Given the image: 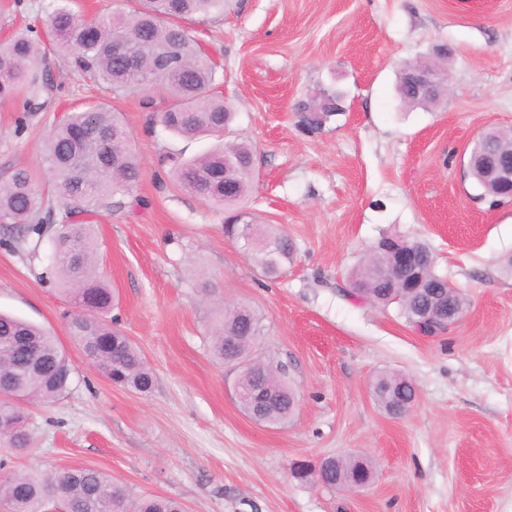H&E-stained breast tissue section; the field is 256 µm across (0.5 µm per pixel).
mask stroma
Listing matches in <instances>:
<instances>
[{
    "label": "stroma",
    "mask_w": 512,
    "mask_h": 512,
    "mask_svg": "<svg viewBox=\"0 0 512 512\" xmlns=\"http://www.w3.org/2000/svg\"><path fill=\"white\" fill-rule=\"evenodd\" d=\"M52 8L0 0V45L28 25L45 31ZM192 29L219 62L212 92L236 114L233 138L254 150L248 204L293 240V261L265 279L225 238L223 209L164 180L162 154L210 146L160 126L166 98L112 97L48 51L49 108L0 102V179L38 166L61 113L97 102L123 113L141 176L122 207L94 216L96 260L118 296L111 317L156 382L141 394L103 378L67 333L66 297L41 277L48 247L24 258L0 238V311L55 332L76 368L63 398L30 407L28 447L0 436V479L91 467L185 512H512V203L490 206L467 174L479 132L512 131V0H229ZM408 62L447 71L435 106L400 103ZM335 91L342 114L306 131L303 106ZM385 233L429 245L464 299L457 323L426 336L396 307L345 296ZM237 302L262 318L251 359L284 366L300 398L284 426L248 417L237 368L210 352L214 312ZM382 373L416 386L405 415L375 401ZM350 455L374 464L361 491L294 475Z\"/></svg>",
    "instance_id": "1"
}]
</instances>
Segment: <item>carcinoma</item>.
Segmentation results:
<instances>
[{
	"label": "carcinoma",
	"instance_id": "obj_1",
	"mask_svg": "<svg viewBox=\"0 0 512 512\" xmlns=\"http://www.w3.org/2000/svg\"><path fill=\"white\" fill-rule=\"evenodd\" d=\"M226 0H137L127 14L101 15L84 20L75 0H59L50 15L46 37L67 53L84 77L104 86L114 96H124L138 83L171 100L158 114L160 125L182 137L206 136L217 144L200 156L184 159L166 154L161 164L169 166L174 183L205 202L229 211L224 235L240 240L241 225L235 212L247 208L254 180L251 144L241 139L224 143V129L234 112L219 97L206 92L216 81L217 67L200 51L186 22H206L224 14ZM45 51L40 41L22 32L0 47V100H23L29 110L47 88ZM409 94L405 76L399 77L398 94L409 106H432L441 97ZM126 124L120 113L106 103L81 112H71L51 130L41 153L42 175L27 167L15 169L0 181V221L9 225L13 243L36 253L43 242L50 246V263L42 277L54 281L68 300L66 329L82 348L86 359L108 381L139 393L155 386V374L136 344L108 319L115 300L114 289L99 278L95 269L92 224L86 216L123 204L139 182L141 162L125 142ZM500 157L512 156V136L493 132L486 142ZM238 161L229 175L233 190L224 195V159ZM52 191L68 208L67 220L54 223L47 207L46 191ZM250 256L261 274L275 279L292 260L294 245L271 224L250 227ZM418 257L421 283L400 289L391 271L389 252L375 247L373 258L350 275L347 294L376 306L397 304L406 322L429 306L448 304V280L434 271V257L419 240L409 241ZM260 335V319L245 305L223 307L212 318L210 349L225 362L243 364L238 377L240 390L252 410L271 425L288 422L294 413L296 392L284 367L257 370L246 359ZM75 367L56 336L22 320L0 313V388H11L30 403L53 402L68 393ZM407 378L383 373L374 381V397L384 408L404 401L411 393ZM27 410L0 400V435L18 448L28 439L20 430ZM369 473L367 459L344 457L331 460L323 484L346 488L356 475ZM66 512H183L181 503L162 496L134 498L123 483L102 471L76 467L58 472H25L0 482V501L11 512H44L51 493Z\"/></svg>",
	"mask_w": 512,
	"mask_h": 512
}]
</instances>
